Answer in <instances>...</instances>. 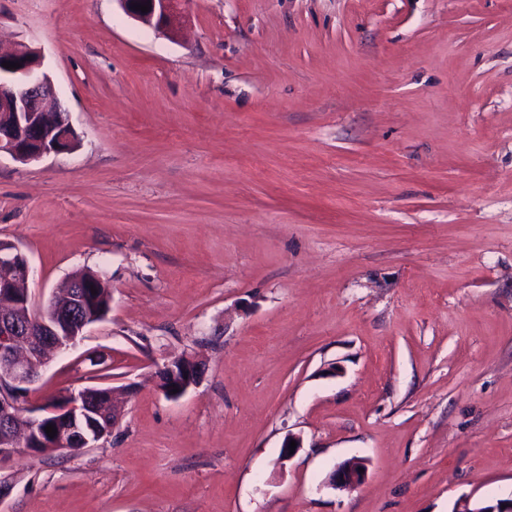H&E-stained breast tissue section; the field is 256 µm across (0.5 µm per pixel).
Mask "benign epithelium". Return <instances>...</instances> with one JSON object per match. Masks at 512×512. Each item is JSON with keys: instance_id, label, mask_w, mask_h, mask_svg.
Wrapping results in <instances>:
<instances>
[{"instance_id": "benign-epithelium-1", "label": "benign epithelium", "mask_w": 512, "mask_h": 512, "mask_svg": "<svg viewBox=\"0 0 512 512\" xmlns=\"http://www.w3.org/2000/svg\"><path fill=\"white\" fill-rule=\"evenodd\" d=\"M118 2L129 18L171 33L186 0ZM134 3L149 6V11L133 9ZM4 62H18L20 67L7 69ZM41 66L40 51L26 44L0 53V154L21 163L69 152L77 144L54 84ZM32 274L29 259L17 247L10 244L0 249V466L21 454H72L92 447L112 432L119 416L110 387L70 391L60 405L28 404L48 354L74 347L90 326L102 321L98 297L82 292L80 279L63 298L53 296L46 308L33 312L26 288ZM169 374L180 376L175 394L173 387L166 386ZM202 374L203 363L194 358L169 360L160 369L159 386L177 398L197 384ZM49 424L57 430L50 443L43 437ZM363 468L361 460L345 461L332 472L329 483L337 489L355 487L364 480ZM452 512H512V497L494 502L465 497Z\"/></svg>"}]
</instances>
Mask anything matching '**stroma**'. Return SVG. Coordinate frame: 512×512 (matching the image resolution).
Wrapping results in <instances>:
<instances>
[{
  "instance_id": "stroma-1",
  "label": "stroma",
  "mask_w": 512,
  "mask_h": 512,
  "mask_svg": "<svg viewBox=\"0 0 512 512\" xmlns=\"http://www.w3.org/2000/svg\"><path fill=\"white\" fill-rule=\"evenodd\" d=\"M20 43L79 143L0 158V241L35 302L80 269L111 294L29 401L129 394L94 447L1 469L0 512L512 496V0H188L174 39L118 0H0ZM179 356L205 373L170 398ZM184 358V359H182ZM173 360H169L165 363L160 369V375H158L159 379V387L160 389L171 398H177L182 395L188 388L193 385H196L202 374H203V363L199 360L189 357H182ZM167 374H171L173 377L180 375V379L177 382L176 386L179 389V392L175 394H171L173 390V386L163 387L166 384ZM359 468L364 469V472H359ZM365 471L366 466L362 460L345 461L332 472L329 483L337 489L355 487L364 480Z\"/></svg>"
}]
</instances>
